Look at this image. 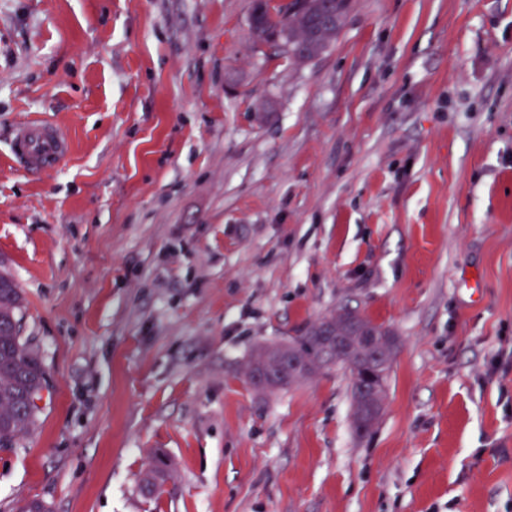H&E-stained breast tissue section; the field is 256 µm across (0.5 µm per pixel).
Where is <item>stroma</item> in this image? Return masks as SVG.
<instances>
[{
    "label": "stroma",
    "instance_id": "obj_1",
    "mask_svg": "<svg viewBox=\"0 0 512 512\" xmlns=\"http://www.w3.org/2000/svg\"><path fill=\"white\" fill-rule=\"evenodd\" d=\"M250 7L0 0V274L50 379L0 512H512V0H353L309 60ZM36 116L59 170L11 163ZM341 308L398 338L363 434L342 368L247 378ZM169 476V465L163 458H157L155 465L142 479L141 489L145 496L152 497L161 493Z\"/></svg>",
    "mask_w": 512,
    "mask_h": 512
}]
</instances>
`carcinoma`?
I'll return each mask as SVG.
<instances>
[{
    "label": "carcinoma",
    "mask_w": 512,
    "mask_h": 512,
    "mask_svg": "<svg viewBox=\"0 0 512 512\" xmlns=\"http://www.w3.org/2000/svg\"><path fill=\"white\" fill-rule=\"evenodd\" d=\"M351 7V0H292L288 17L281 22V46L295 56L312 59L328 49ZM270 24L263 4L255 2L249 26L262 40ZM24 303L14 282L0 275V447H7L36 424V400L48 378L37 350L22 341ZM296 358L314 370L297 377L283 372L280 388L299 384L342 360L348 363L354 407L372 403L383 408L386 383L398 347L391 330L343 309L312 325L292 339ZM169 465L159 458L142 479L145 496L161 493Z\"/></svg>",
    "instance_id": "carcinoma-1"
}]
</instances>
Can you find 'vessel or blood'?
<instances>
[{
	"label": "vessel or blood",
	"mask_w": 512,
	"mask_h": 512,
	"mask_svg": "<svg viewBox=\"0 0 512 512\" xmlns=\"http://www.w3.org/2000/svg\"><path fill=\"white\" fill-rule=\"evenodd\" d=\"M71 150V142L58 125L40 118L21 123L11 142L12 160L29 171L58 169Z\"/></svg>",
	"instance_id": "obj_1"
}]
</instances>
